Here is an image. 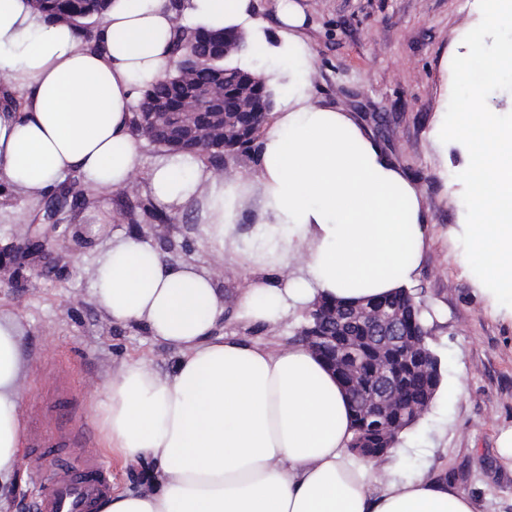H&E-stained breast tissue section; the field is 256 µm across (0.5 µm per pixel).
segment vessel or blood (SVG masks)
<instances>
[{
    "instance_id": "b4317fda",
    "label": "vessel or blood",
    "mask_w": 512,
    "mask_h": 512,
    "mask_svg": "<svg viewBox=\"0 0 512 512\" xmlns=\"http://www.w3.org/2000/svg\"><path fill=\"white\" fill-rule=\"evenodd\" d=\"M50 369L55 375L53 392L57 399L75 403V391L65 367L54 363ZM29 441L31 447L43 449L42 463L50 472L49 481L36 497V512H93L97 500L108 494L110 483L86 427L74 421L60 425L55 411L49 410L33 425ZM59 448L82 449L84 458L74 466L60 464L55 455Z\"/></svg>"
}]
</instances>
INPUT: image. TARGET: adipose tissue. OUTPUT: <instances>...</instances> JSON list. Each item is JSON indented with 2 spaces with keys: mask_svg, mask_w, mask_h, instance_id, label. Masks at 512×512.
<instances>
[{
  "mask_svg": "<svg viewBox=\"0 0 512 512\" xmlns=\"http://www.w3.org/2000/svg\"><path fill=\"white\" fill-rule=\"evenodd\" d=\"M251 15L252 0H110L88 43L69 24L46 23L33 0H0V79L22 103L0 112V182L34 199L70 174L97 190L133 188L132 115L142 89L170 69L179 25L239 27L249 45L241 66L270 58L265 76L279 94L256 172L227 176L168 152L148 174L153 203L175 216L192 210L216 258L230 251L260 270L237 302L251 324L407 286L425 246L418 190L351 113L310 102L298 0H277L275 42ZM255 201L262 217L238 235ZM92 278L110 321L179 353L165 373L129 359L107 380L100 442L125 464L151 463L154 489L108 495L96 512H475L446 483L391 481L382 461L352 459L349 396L336 375L305 345L272 350L217 334L224 297L210 270L120 235ZM22 336L17 317L0 312V512L25 445Z\"/></svg>",
  "mask_w": 512,
  "mask_h": 512,
  "instance_id": "obj_1",
  "label": "adipose tissue"
}]
</instances>
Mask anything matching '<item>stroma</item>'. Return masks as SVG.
Returning <instances> with one entry per match:
<instances>
[{
  "instance_id": "stroma-1",
  "label": "stroma",
  "mask_w": 512,
  "mask_h": 512,
  "mask_svg": "<svg viewBox=\"0 0 512 512\" xmlns=\"http://www.w3.org/2000/svg\"><path fill=\"white\" fill-rule=\"evenodd\" d=\"M307 15L301 38L313 52V102L355 114L403 175L422 193L425 249L412 284L441 362V384L424 415L403 440L410 447L389 465L394 477L421 474L448 482L474 501L476 512H512V469L497 448L512 431V309L481 293L459 241L465 227L458 173L469 156L439 131L452 89V60L467 54L464 36L481 20L478 0H299ZM146 185L115 193L89 192L84 203L47 214V199L31 200L0 183V249L22 251L36 239L45 265L20 273L0 288V310L24 329L25 420L39 418L52 381L46 363L63 361L82 401L89 431L102 390L122 360L143 357L158 371L176 362L175 350L153 343L147 332L105 319L92 299V267L113 234L142 232L176 259L212 268L215 257L199 224L172 220L153 230L136 226L127 211L148 199ZM253 274L224 260L217 286L224 295L221 332L269 348L297 344L304 311L274 327L244 325L236 304ZM26 472L6 497L9 512H26L46 478L39 455L23 450Z\"/></svg>"
}]
</instances>
